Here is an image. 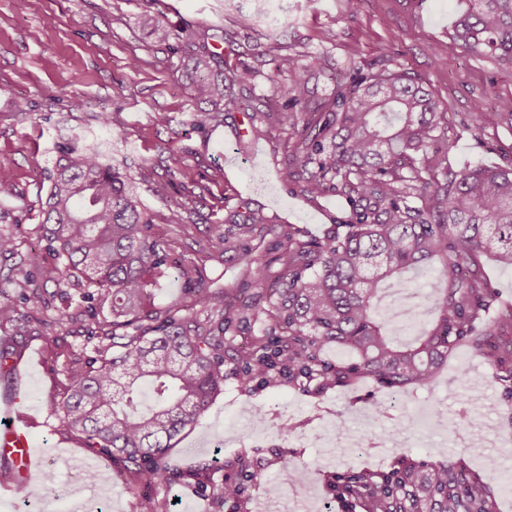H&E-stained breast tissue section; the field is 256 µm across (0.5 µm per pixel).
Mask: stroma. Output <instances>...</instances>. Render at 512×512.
Segmentation results:
<instances>
[{
    "instance_id": "stroma-1",
    "label": "stroma",
    "mask_w": 512,
    "mask_h": 512,
    "mask_svg": "<svg viewBox=\"0 0 512 512\" xmlns=\"http://www.w3.org/2000/svg\"><path fill=\"white\" fill-rule=\"evenodd\" d=\"M296 22L286 29L259 19L248 42L218 43L225 68L255 67L254 95L274 93L273 67L261 64L254 44L278 41L285 52L332 61L368 64L389 55L418 74L448 111L453 148L448 166L486 168L512 164V70L494 57L449 49V35L467 0H281ZM257 0H0V168L11 175L15 194L0 202V232L12 235L30 265L47 252L40 224L48 169L60 143L79 140L125 163L135 191L153 217L152 232L169 268L152 296L162 312L191 308L194 297L175 267L198 270L204 282L253 313L235 316L224 339V387L210 407L179 435L166 461L170 475L145 485L122 461L85 448L81 435L62 429L49 408L59 399L63 369L73 349L98 330V319L73 306L75 321L58 323L55 285H41L50 307L30 311V333L16 339L19 372L0 370V409L20 399L34 422L30 439L39 474L53 495L18 497L16 474L0 460V512H143L147 501L164 512H364L347 506L331 485L333 475L363 468L389 470L400 449L429 462L463 461L494 489L497 512H512V398L487 359L461 347L449 355L426 387L397 391L363 380L322 387L297 373L242 385L241 372L263 337L255 313L259 298L248 261L270 279L283 273L279 260L287 240L310 243L335 232L350 206L345 196L311 197L298 160L289 158L292 131L243 112H228L217 127L199 128L202 104L191 96L185 70L172 45L148 36L143 14H161L171 24L187 21L214 29L235 27L238 14H253ZM80 98L73 108L71 98ZM28 104L27 113L16 110ZM482 103V125L473 120ZM110 127H102L101 114ZM167 114L161 125L157 114ZM192 174L183 182L179 170ZM182 223H167L173 205ZM263 223H249L252 213ZM222 226L226 241L212 239ZM494 294L491 315L512 308V267L480 258ZM385 412L372 417L371 401ZM287 432H279V424ZM485 438L484 455L468 451L473 433ZM498 467L486 471L485 456ZM93 470L110 481L103 496L80 475ZM262 480H254V472ZM240 488L224 500L225 481Z\"/></svg>"
}]
</instances>
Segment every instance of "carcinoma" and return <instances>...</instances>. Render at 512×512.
Instances as JSON below:
<instances>
[{
    "mask_svg": "<svg viewBox=\"0 0 512 512\" xmlns=\"http://www.w3.org/2000/svg\"><path fill=\"white\" fill-rule=\"evenodd\" d=\"M160 39H172L191 71L192 97L211 109L197 126H219L226 112L261 113L270 124L289 127L292 153L301 162L305 191L344 195L351 214L337 231L317 243L288 242L281 254L284 274L267 285L265 269L245 258L253 282L269 304L266 315L288 334L250 358L242 384L256 377L297 372L325 386L369 379L383 388L431 384L460 346L470 348L512 380V309L486 318L493 294L478 262L490 252L512 265V164L494 169H448V152H429L436 140H450L448 111L420 78L389 68L394 59L369 66L352 62L321 71L343 73L328 98L315 101L309 84L316 73L302 54H280L270 42L257 56L277 61L275 95L279 109H261L245 95L256 71L248 65L220 76L223 57L213 49L209 29L189 24L168 27L154 19ZM257 18L242 14L239 30L224 39L249 38ZM452 44L512 63V0H469L451 34ZM46 176L41 224L48 259L32 272L15 239L0 234V281L20 289L33 306L48 304L28 291L36 280L82 290L81 301L107 306L99 321L94 355L65 368L64 396L52 404L61 427L79 431L85 447L134 467L137 480L160 484L171 441L208 409L224 384V332L238 309L224 306V292L194 286L196 313L165 316L149 307L148 287L166 263L152 235V216L122 168L77 141L57 146ZM435 267L440 280L425 298L435 320L427 329L414 320L416 336L390 335L393 317L374 314L379 287L403 275ZM29 315L0 303V329L10 336L28 332ZM329 344L353 358L334 365L319 359ZM152 405L138 410L142 400ZM337 495L366 512H496L495 495L482 477L462 462H427L404 450L389 471L357 470L335 476Z\"/></svg>",
    "mask_w": 512,
    "mask_h": 512,
    "instance_id": "cac0c4a2",
    "label": "carcinoma"
}]
</instances>
